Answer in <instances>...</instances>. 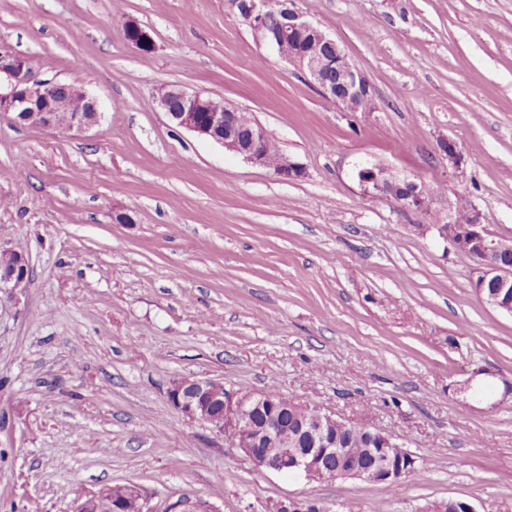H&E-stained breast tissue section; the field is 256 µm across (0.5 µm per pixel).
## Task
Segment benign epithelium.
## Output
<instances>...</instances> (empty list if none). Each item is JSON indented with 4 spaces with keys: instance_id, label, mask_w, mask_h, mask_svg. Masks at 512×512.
<instances>
[{
    "instance_id": "1",
    "label": "benign epithelium",
    "mask_w": 512,
    "mask_h": 512,
    "mask_svg": "<svg viewBox=\"0 0 512 512\" xmlns=\"http://www.w3.org/2000/svg\"><path fill=\"white\" fill-rule=\"evenodd\" d=\"M235 5L258 39L301 70L325 98L344 111L353 112L359 101L372 97V85L361 70L336 67V59L346 56L343 47L298 12L291 0H235ZM299 35L311 37V48L284 52L282 41ZM123 37L141 54L155 49L151 33L135 20L125 23ZM156 103L175 126L220 144L254 165L269 167L274 143L266 130L241 109L173 84L158 89ZM0 112L13 114V120L21 125L40 129L83 131L100 118L96 101L84 90L56 79L39 78L29 58L6 46H0ZM274 171L288 180L303 175L302 167L286 156L281 157ZM358 179L367 193L397 201L404 209H436L433 196L421 185L386 168H362ZM441 210L448 211V221L437 225L440 237L478 263L474 291L490 306L512 315V262L502 260L504 251H512V239L490 235L476 207L468 212V236L458 238L455 200L444 201ZM30 280L26 252H0V298H18L29 288ZM168 399L184 418L208 424L216 437L241 449L259 469L299 472L315 481L357 477L390 485L401 483L415 470L413 455L382 433L377 434L378 448L371 466L363 468L347 462L336 441L348 422L316 408L299 417L296 411L301 404L279 393L238 396L224 389L220 381L196 377L173 380ZM290 423L304 435L303 442L288 443ZM104 495L112 497V512H126L132 499L141 502L143 512H149L133 484L109 487L81 502L75 512H94ZM431 510L477 512L471 503L462 500L442 501ZM273 512H325V508L315 500L289 498L278 502Z\"/></svg>"
}]
</instances>
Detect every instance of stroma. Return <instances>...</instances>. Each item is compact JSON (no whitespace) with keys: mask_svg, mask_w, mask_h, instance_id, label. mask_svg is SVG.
I'll return each mask as SVG.
<instances>
[{"mask_svg":"<svg viewBox=\"0 0 512 512\" xmlns=\"http://www.w3.org/2000/svg\"><path fill=\"white\" fill-rule=\"evenodd\" d=\"M295 3L368 76L373 111L325 99L233 0H0V45L103 114L81 132L0 115V249L23 246L32 271L0 303V512H74L127 483L150 512H512V315L474 292L445 212L356 176L464 195L512 237V0ZM130 19L152 54L124 40ZM164 84L249 112L303 176L176 127ZM184 375L366 420L415 470L396 490L258 470L174 410ZM124 40L140 54L155 49L151 33L135 20H128L123 27Z\"/></svg>","mask_w":512,"mask_h":512,"instance_id":"35a3bbf8","label":"stroma"}]
</instances>
